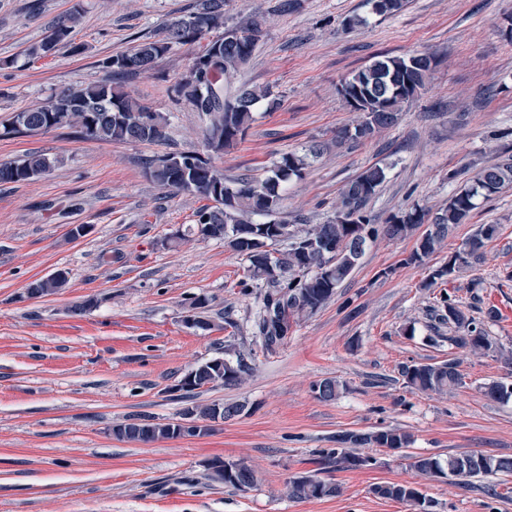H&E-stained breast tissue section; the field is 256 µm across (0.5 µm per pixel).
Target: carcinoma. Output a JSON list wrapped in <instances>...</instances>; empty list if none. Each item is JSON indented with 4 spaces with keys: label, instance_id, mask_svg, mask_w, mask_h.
Segmentation results:
<instances>
[{
    "label": "carcinoma",
    "instance_id": "carcinoma-1",
    "mask_svg": "<svg viewBox=\"0 0 512 512\" xmlns=\"http://www.w3.org/2000/svg\"><path fill=\"white\" fill-rule=\"evenodd\" d=\"M379 15H394L404 0H370ZM226 0H196L185 15L164 24L161 35L136 44L105 61L112 78L152 70L157 61L173 49L205 41L187 73L176 86L177 94L198 113L203 125L204 146L208 155L198 151H179L153 159L147 168L150 178L162 189L202 196L212 205L196 212L197 233L204 238L219 239L248 261V279L267 289L259 296L254 320L252 347L244 351L232 345L224 350L223 367L207 362L193 367L195 381L180 382L182 397L192 398L205 386H239L247 380L253 367L255 348L273 352L284 345L292 325L315 314L336 295V290L351 275L369 243L379 237L405 238L421 225L427 229L418 246L405 263H419L459 224L466 222L478 206L504 187L512 185V155L481 168L450 197L446 208L434 214L422 207L394 214L383 224L375 223L368 205L386 180V168L370 166L348 180L339 193L336 212L320 224L308 223L302 215L289 224L279 218L283 197L281 184L299 178L310 160L328 150L326 142H315L308 149L284 152L256 178L244 174L224 177L212 164L211 155L221 154L242 139L254 121L255 106L265 100L269 109L279 105L269 88L242 85L226 94L239 68L252 57L263 31V18L255 16L232 25L224 21ZM82 14L81 4L50 27L48 34L32 45L28 55H47L65 48L78 54L82 46L73 42L71 33ZM435 64L427 54L407 56L383 55L366 68L346 78L338 93L351 111L358 114L354 127L337 131L336 137L355 144L373 137L380 130L395 125L404 103L413 99L425 86ZM167 116L152 112L112 83H97L64 88L41 106L25 109L13 116L8 132L23 129L29 134L45 133L62 127H74L85 138L122 143H153L166 137ZM53 161L43 154L0 163V183L28 181L47 172ZM497 233V225L483 224L448 257V263L436 269L428 286L452 276L464 266L478 263L487 241ZM66 272L51 274L32 281L29 287L39 298L56 295L67 286ZM432 319L438 326H448L454 335L448 341L471 353L497 352L512 366V355L490 336L484 321L467 314L454 296L442 289L430 305ZM403 384L424 394L444 393L463 383L459 362L440 364H403L399 369ZM342 390L336 379L326 378L311 385L320 401H333ZM485 394L497 401L512 399V383L494 382ZM113 435L128 443L151 444L177 437L174 422L161 423L151 416H137L113 428ZM334 448L317 450L315 462L343 468H361L376 464V458L360 453L366 447L403 450L411 442L409 434L398 428L380 426L374 431H344L332 437ZM410 468L415 476L434 478H476L511 475L512 457L471 451L441 458L434 455L411 456ZM208 478L238 491L256 485L254 470L244 466L232 476L208 473ZM371 492L380 498L403 502L414 512H430L431 501L411 483L377 484ZM336 483L311 472L286 479L284 494L293 500L334 497Z\"/></svg>",
    "mask_w": 512,
    "mask_h": 512
}]
</instances>
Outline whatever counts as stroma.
<instances>
[{
  "label": "stroma",
  "instance_id": "35a3bbf8",
  "mask_svg": "<svg viewBox=\"0 0 512 512\" xmlns=\"http://www.w3.org/2000/svg\"><path fill=\"white\" fill-rule=\"evenodd\" d=\"M74 0H0V162L36 151L52 168L21 184H0V512H409L380 499L382 483L417 482L432 512H512V476L454 484L417 479L413 454L441 457L478 450L512 456V401L484 394L512 377L493 353L473 355L433 344L425 308L428 282L480 225L494 224L481 263L444 281L463 305L480 300L499 315L486 328L512 347V188L482 202L466 223L423 262L408 263L418 239L378 238L332 301L294 324L276 353H256L252 377L240 387H205L202 403L235 402L243 412L214 433L151 445L112 433L131 415L165 422L183 407L169 393L191 367L242 347L252 336L254 295L241 291L245 259L223 241L192 234L203 199L167 193L146 163L176 151L202 150V124L174 88L200 44L186 45L146 73L123 78L122 89L152 111L169 115L165 141L128 144L78 137L70 128L36 135L2 134L16 112L47 102L59 90L109 78L107 58L156 37L193 0H81L73 31L81 53L28 56ZM269 0H227L228 23L267 12L264 36L238 80L271 87L280 105L255 108L239 144L215 156L225 177L263 176L280 154L330 140L355 115L337 92L342 78L377 55L426 53L437 58L418 97L397 125L371 140L332 147L286 185L284 209L313 222L336 206L341 186L372 164L387 179L371 203L378 222L413 206H446L458 183L453 172L512 154V43L502 31L512 0H408L393 16L373 14L367 0H301L288 14L269 13ZM367 17L344 30L346 17ZM87 225L83 236L72 228ZM187 233L171 246L170 238ZM60 293L27 299V285L57 270ZM96 298L82 316L73 304ZM209 301V330L182 322L190 301ZM229 311L233 325L218 326ZM414 335H403L405 325ZM456 359L461 387L445 394L410 392L400 365ZM334 378L345 391L314 398L313 382ZM380 426L410 433L408 450L371 448L375 465L317 469L315 452L341 430ZM244 461L258 483L237 491L204 479L213 458ZM317 471L340 487L336 497L293 501L289 476Z\"/></svg>",
  "mask_w": 512,
  "mask_h": 512
}]
</instances>
